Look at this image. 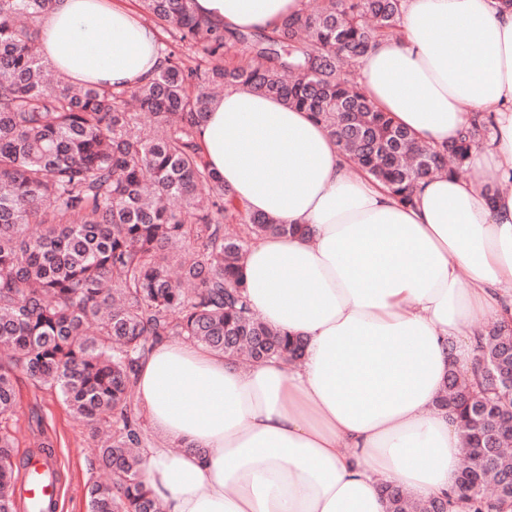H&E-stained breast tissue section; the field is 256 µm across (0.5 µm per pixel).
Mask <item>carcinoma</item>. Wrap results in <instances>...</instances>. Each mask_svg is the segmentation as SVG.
I'll use <instances>...</instances> for the list:
<instances>
[{
  "label": "carcinoma",
  "instance_id": "cac0c4a2",
  "mask_svg": "<svg viewBox=\"0 0 512 512\" xmlns=\"http://www.w3.org/2000/svg\"><path fill=\"white\" fill-rule=\"evenodd\" d=\"M144 22L173 42L157 73L131 87L52 80L40 23L57 0H0V512H16L20 469L16 372L55 390L87 420L112 482L87 491L88 512H163L142 478L147 437L132 399L144 355L174 337L229 358H300L302 344L250 309L242 279L249 242L302 234L249 212L208 167L199 127L217 89L246 86L308 112L355 168L410 205L426 176L459 175L492 126L477 113L458 140L432 148L374 106L346 77L399 32L401 0H321L268 31L226 30L194 0H139ZM241 45L246 58L224 63ZM240 223L238 234L226 225ZM35 224L39 233L30 232ZM189 288L174 285L172 268ZM485 372H448L440 410L459 424L467 512L512 505V453L497 446L512 413V326L479 336ZM386 512L407 493L382 487Z\"/></svg>",
  "mask_w": 512,
  "mask_h": 512
}]
</instances>
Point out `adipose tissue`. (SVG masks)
Wrapping results in <instances>:
<instances>
[{"instance_id": "ef3b65f1", "label": "adipose tissue", "mask_w": 512, "mask_h": 512, "mask_svg": "<svg viewBox=\"0 0 512 512\" xmlns=\"http://www.w3.org/2000/svg\"><path fill=\"white\" fill-rule=\"evenodd\" d=\"M304 0H194L229 29L274 26ZM401 38L359 65L368 98L422 145L495 120L470 180L422 179L399 204L359 174L308 113L225 88L201 125L211 170L252 212L305 227L253 243L252 310L301 340L294 362L248 365L170 341L140 362L136 398L155 439L143 479L164 512H385L381 484L460 498L454 415L437 409L450 369L469 372V320L512 323V8L499 0H404ZM43 57L69 78L133 85L160 65L159 35L123 0H61Z\"/></svg>"}]
</instances>
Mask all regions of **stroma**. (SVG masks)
<instances>
[{
  "label": "stroma",
  "instance_id": "35a3bbf8",
  "mask_svg": "<svg viewBox=\"0 0 512 512\" xmlns=\"http://www.w3.org/2000/svg\"><path fill=\"white\" fill-rule=\"evenodd\" d=\"M14 385L19 408L10 425L16 430L19 454L35 449L38 442L50 443L61 473L56 512H87L88 486L109 478L97 459L89 426L72 415L53 390L34 385L26 375L16 374Z\"/></svg>",
  "mask_w": 512,
  "mask_h": 512
}]
</instances>
